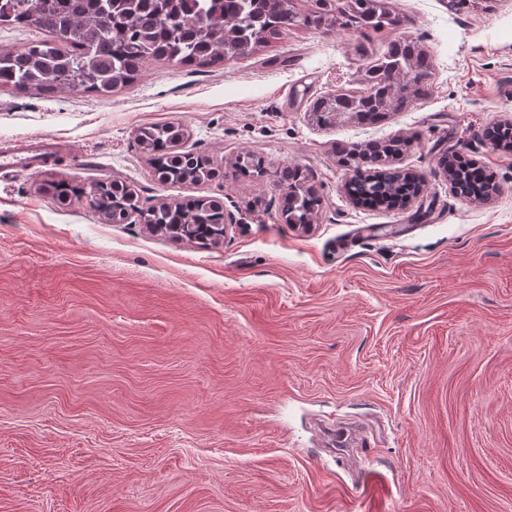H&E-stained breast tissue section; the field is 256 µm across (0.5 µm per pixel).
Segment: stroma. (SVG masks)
Returning <instances> with one entry per match:
<instances>
[{"instance_id": "1", "label": "stroma", "mask_w": 512, "mask_h": 512, "mask_svg": "<svg viewBox=\"0 0 512 512\" xmlns=\"http://www.w3.org/2000/svg\"><path fill=\"white\" fill-rule=\"evenodd\" d=\"M364 37L298 27L203 68L144 63L112 95L0 88V512H512V0H388ZM433 59L426 99L376 125L310 109L369 89L366 55ZM179 123L209 157L155 180L138 128ZM411 139L393 166L423 193L352 203L340 145ZM262 173L234 166L244 154ZM461 156L487 201L435 177ZM321 199L286 223L283 167ZM109 178L141 207L207 196L232 224L208 248L107 223ZM81 187L59 203L55 186Z\"/></svg>"}]
</instances>
